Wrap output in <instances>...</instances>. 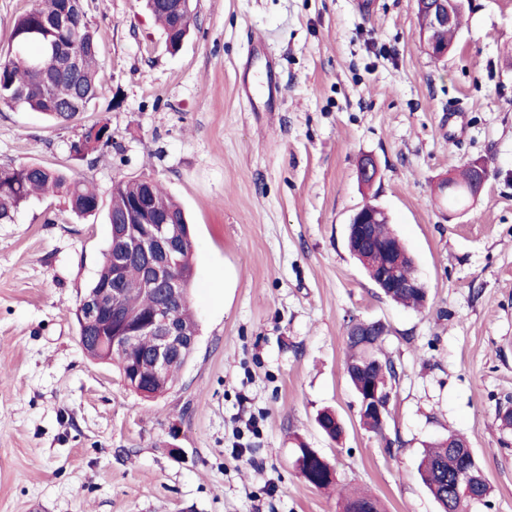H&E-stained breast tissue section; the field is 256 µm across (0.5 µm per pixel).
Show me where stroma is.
<instances>
[{"label":"stroma","mask_w":512,"mask_h":512,"mask_svg":"<svg viewBox=\"0 0 512 512\" xmlns=\"http://www.w3.org/2000/svg\"><path fill=\"white\" fill-rule=\"evenodd\" d=\"M169 52L141 0H85L102 91L55 125L0 109V164L40 163L95 185L79 218L57 195L0 224V512H440L418 465L462 436L491 486L469 512H512V0H466L433 58L414 0H194ZM273 68L276 111H251L242 74ZM106 117L110 148L74 156ZM372 157L377 179L359 178ZM482 159L466 210L439 181ZM155 178L193 234L197 348L175 387L145 400L91 359L74 311L108 246L115 181ZM383 208L428 301H389L346 247L364 204ZM383 322L396 367L380 432L359 422L345 372L351 320ZM344 424L339 441L316 423ZM336 469L308 485L298 446Z\"/></svg>","instance_id":"obj_1"}]
</instances>
